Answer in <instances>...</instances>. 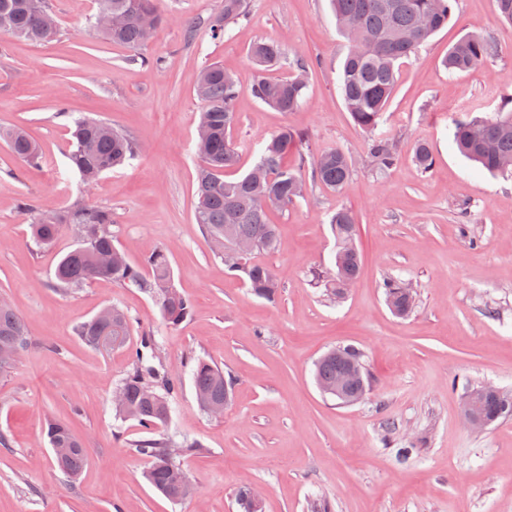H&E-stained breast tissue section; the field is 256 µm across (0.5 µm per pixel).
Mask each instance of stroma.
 Returning a JSON list of instances; mask_svg holds the SVG:
<instances>
[{"mask_svg":"<svg viewBox=\"0 0 512 512\" xmlns=\"http://www.w3.org/2000/svg\"><path fill=\"white\" fill-rule=\"evenodd\" d=\"M61 32L51 42L0 39V127H24L43 154L31 167L0 142V299L22 318L29 346L0 376V512H242L237 494L260 491L263 512H512V418L487 428L461 415L468 389L491 385L512 395V178L466 159L457 122L512 110V25L495 0H454L447 27L400 62L396 91L373 134L355 126L338 78L349 50L330 0H249L247 19L212 38L204 19L224 0H164V23L136 49L103 39L90 24L93 0H52ZM197 24L186 39L187 24ZM490 40L481 64L448 74L442 61L464 35ZM310 58L305 102L280 112L257 100L260 72L249 60L259 40ZM222 63L237 81L238 121L230 137L235 175L259 159L262 139L283 126L306 135L305 151L341 148L352 159L347 188L310 183L306 197L273 213L279 239L262 261L277 275L276 302L228 274L197 224L193 200L201 104L199 70ZM106 121L139 153L85 189L67 155L73 118ZM391 139L395 166L372 172L369 136ZM426 142L434 166L412 156ZM55 209L81 198L111 208L115 245L140 265L167 250L175 284L193 302L171 328L135 288L97 280L69 292L55 284L61 256L78 245L63 229L53 246L31 238L21 199ZM357 219L360 277L340 301L312 273L336 250L330 218ZM416 293L413 312L395 315L384 284ZM116 304L134 319L126 347L86 345L77 327ZM160 344L176 382L170 432L201 443L184 467L195 497L174 503L144 477L132 451L144 435L116 418L112 392L132 369L144 335ZM351 346L371 375L364 398L340 405L315 384L327 351ZM235 382L222 417L198 407L196 359ZM68 423L88 448L75 482L57 469L48 421Z\"/></svg>","mask_w":512,"mask_h":512,"instance_id":"obj_1","label":"stroma"}]
</instances>
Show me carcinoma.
<instances>
[{"instance_id":"1","label":"carcinoma","mask_w":512,"mask_h":512,"mask_svg":"<svg viewBox=\"0 0 512 512\" xmlns=\"http://www.w3.org/2000/svg\"><path fill=\"white\" fill-rule=\"evenodd\" d=\"M453 0H332L336 25L350 41V48L340 74V90L344 104L356 126L371 133L378 125L397 86L398 63L432 35L448 25ZM94 18L106 15L107 28L100 33L114 44L137 48L146 43L155 27L163 20L161 0H96ZM247 16L246 0H224V9L209 18L211 35H224L225 26ZM60 32L49 0H0V35L23 38L34 43L48 42ZM492 51L489 41L475 35L460 38L448 49L444 66L448 72L466 70L487 58ZM249 57L260 68L279 64L298 71L285 80H259L252 89L254 96L280 112L297 109L305 94L302 72L310 61L296 55L288 57L282 45L272 39L252 44ZM196 95L202 105L199 123L210 129V138L196 146L200 160L197 174L195 217L204 233L218 248L224 249L238 240L255 244L253 253L225 264L229 273L266 300L278 295L279 284L272 269L253 260L258 253H268L277 245V225L270 223L272 208L265 199H278L277 208L284 209L305 191L304 169L313 181L332 191H343L350 182V158L340 149L306 156L305 135L285 126L264 139L255 169L262 177L251 174L229 179L227 173L237 162V152L229 134L236 120L234 103L238 95L234 77L218 63L206 65L198 74ZM104 121L80 118L74 121L72 136L75 149L69 155L73 168L86 187H92L101 174L124 165L136 157L137 142L121 130L103 132ZM0 140L17 159L31 166L42 157L21 127L0 130ZM455 144L471 160L490 173L512 175V112H501L493 119H470L456 125ZM298 157V164L284 163L288 154ZM368 155L372 170L384 174L396 162L393 143L387 138L370 139ZM414 161L425 173L433 167L429 145L419 142L414 148ZM20 208L29 216L34 242L39 246L53 244L63 228L69 227L82 237L79 245L64 254L55 269L56 285L68 293L93 280H111L136 288L149 295L159 308L166 325L175 327L190 314L192 303L174 284L167 251L159 249L145 261L146 269L130 264L114 245L112 210L75 199L57 212L56 223L40 222V209L22 201ZM336 236L335 278L322 276L326 292L332 296L346 293L358 279L362 259L354 244L357 218L348 208H338L331 216ZM387 302L398 315L413 309L407 287L397 280L385 284ZM133 330V319L113 305L104 320L91 318L77 329V335L89 346L112 350L126 345ZM14 341L28 344L23 320L5 301H0V347ZM155 338L148 336L135 353L132 370L122 379L116 392L123 399L113 401L120 419H132L150 433L134 443L133 451L148 462L147 481L164 497L178 502L192 498L184 483L190 481L180 465V458L200 449L188 439L178 442L165 433L170 421L173 382L149 360L159 358ZM346 363L330 353L315 364L317 386L329 387L345 369ZM199 408L207 411L224 396H232L233 381L224 370L199 360L192 368ZM485 418L493 424L512 417V400L500 393L480 395ZM45 434L52 448H68L69 454L55 461L57 469L69 481L76 480L87 464V449L82 438L66 423L51 420Z\"/></svg>"}]
</instances>
